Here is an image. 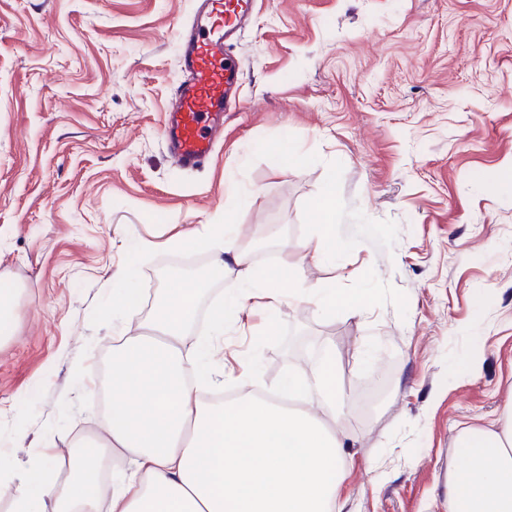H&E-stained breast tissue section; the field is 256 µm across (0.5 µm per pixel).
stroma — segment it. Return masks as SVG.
Masks as SVG:
<instances>
[{
	"mask_svg": "<svg viewBox=\"0 0 512 512\" xmlns=\"http://www.w3.org/2000/svg\"><path fill=\"white\" fill-rule=\"evenodd\" d=\"M193 0H0V291L20 289L0 344V467L101 431L100 365L134 334L167 272L239 191V242L257 276L303 262L308 287L365 298L322 315H209L189 350L213 370L257 353L256 385L332 350L348 399V512H448L467 425L512 394V0H255L233 51L242 103L204 167L161 129L182 77ZM290 141L299 153L279 152ZM333 181L338 248L307 250L309 202ZM132 273L137 316L112 304Z\"/></svg>",
	"mask_w": 512,
	"mask_h": 512,
	"instance_id": "1",
	"label": "stroma"
}]
</instances>
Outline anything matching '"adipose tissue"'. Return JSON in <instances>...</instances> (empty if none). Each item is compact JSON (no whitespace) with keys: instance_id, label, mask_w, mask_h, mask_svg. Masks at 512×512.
Here are the masks:
<instances>
[{"instance_id":"ef3b65f1","label":"adipose tissue","mask_w":512,"mask_h":512,"mask_svg":"<svg viewBox=\"0 0 512 512\" xmlns=\"http://www.w3.org/2000/svg\"><path fill=\"white\" fill-rule=\"evenodd\" d=\"M309 208L313 251L334 252V189L324 187ZM192 241L212 255L204 276L164 289L138 332L112 349L104 434L69 453L65 477H55L53 456L43 474L19 483L0 471L11 512H336L352 460L335 355L289 372L270 394L207 405L189 379L193 361L184 348L199 300L226 271L237 275L240 312L278 309L291 286L303 301V276L259 279L230 207ZM457 444L464 460L448 470V512H512V397L489 425L462 429Z\"/></svg>"}]
</instances>
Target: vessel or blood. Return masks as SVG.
<instances>
[{
    "instance_id": "vessel-or-blood-1",
    "label": "vessel or blood",
    "mask_w": 512,
    "mask_h": 512,
    "mask_svg": "<svg viewBox=\"0 0 512 512\" xmlns=\"http://www.w3.org/2000/svg\"><path fill=\"white\" fill-rule=\"evenodd\" d=\"M191 26L179 36L182 80L166 110L163 138L186 169L209 161L224 114L239 98L241 68L225 46L253 12V0H196Z\"/></svg>"
}]
</instances>
